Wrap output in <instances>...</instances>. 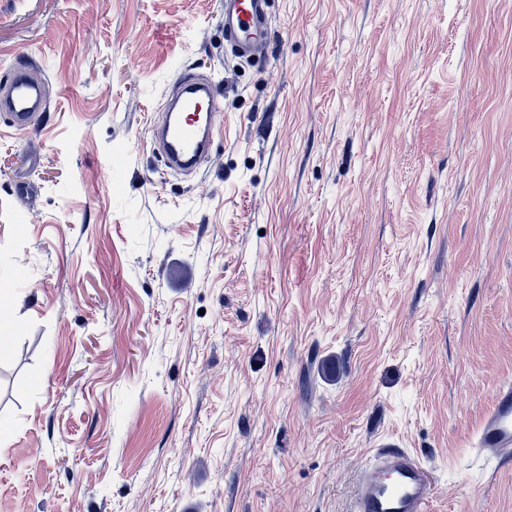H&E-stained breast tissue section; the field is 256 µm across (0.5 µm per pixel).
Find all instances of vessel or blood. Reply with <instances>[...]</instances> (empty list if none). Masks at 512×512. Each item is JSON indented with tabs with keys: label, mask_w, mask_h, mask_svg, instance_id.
Here are the masks:
<instances>
[{
	"label": "vessel or blood",
	"mask_w": 512,
	"mask_h": 512,
	"mask_svg": "<svg viewBox=\"0 0 512 512\" xmlns=\"http://www.w3.org/2000/svg\"><path fill=\"white\" fill-rule=\"evenodd\" d=\"M268 33V0H224V44L233 56L248 58ZM44 85L32 75L30 58L17 61L0 82V114L15 131L29 130L35 117L49 111ZM224 120L211 75L185 71L175 82L151 127V141L166 172L198 175ZM476 451L489 450L512 460V383L502 384L481 420ZM434 495L427 466L403 448H377L359 470L353 512H424Z\"/></svg>",
	"instance_id": "vessel-or-blood-1"
}]
</instances>
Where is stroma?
Returning <instances> with one entry per match:
<instances>
[{
    "mask_svg": "<svg viewBox=\"0 0 512 512\" xmlns=\"http://www.w3.org/2000/svg\"><path fill=\"white\" fill-rule=\"evenodd\" d=\"M0 0V512H351L374 448L427 512H512L476 455L512 380V0ZM200 177L147 128L185 70ZM268 0H224V44L240 59L268 33ZM50 111L44 85L32 75L30 57L17 61L0 89V112L15 131H28L36 116ZM151 127V142L161 154L165 171L198 175L224 120L214 78L190 69L175 82Z\"/></svg>",
    "mask_w": 512,
    "mask_h": 512,
    "instance_id": "obj_1",
    "label": "stroma"
}]
</instances>
